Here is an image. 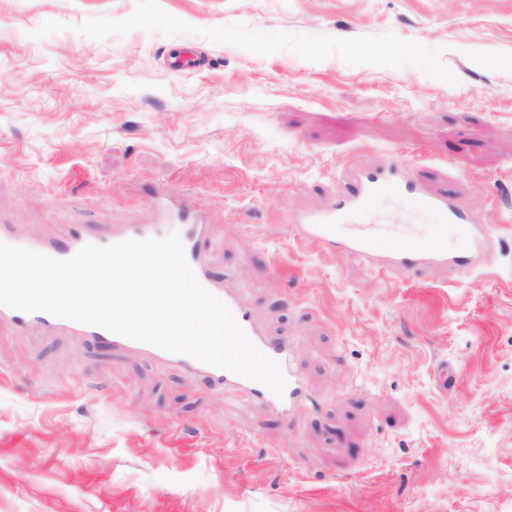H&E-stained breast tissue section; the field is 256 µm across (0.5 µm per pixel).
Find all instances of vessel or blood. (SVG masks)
Returning a JSON list of instances; mask_svg holds the SVG:
<instances>
[{"instance_id": "1", "label": "vessel or blood", "mask_w": 512, "mask_h": 512, "mask_svg": "<svg viewBox=\"0 0 512 512\" xmlns=\"http://www.w3.org/2000/svg\"><path fill=\"white\" fill-rule=\"evenodd\" d=\"M412 191L418 192L423 206L444 209L450 222H463L462 211L445 193L417 191L415 183L403 175L401 164L393 161L382 171L358 175L355 187L340 203L329 210L309 214L301 230L305 235L335 246L339 255L377 259L382 262L384 268L391 270L413 272L440 268L456 273L487 265L495 240L492 229L487 224L476 227L468 254L459 256L449 254L436 246L418 248L411 237L389 234L376 224L356 223V216L365 211L368 202L374 196ZM153 206L158 215L156 223L153 224H125L116 228H106L95 234L76 225L62 239L24 237L16 233L13 225L0 224V242L65 259L87 244L109 246L128 239L163 238L173 233L179 234L187 259L201 285L226 303L253 345L280 364L286 379L283 395H275L259 382L209 366L189 356L169 353L112 334L99 327L60 319L43 312L25 313L0 306V323L9 324L21 331L65 333L94 342L107 343L116 348L131 349L186 372L205 375L217 389L243 393L256 403L276 408L284 414L298 402L307 400L309 394L294 364L290 340H275L267 336L255 312L246 301L235 290L224 287L210 277L203 252L214 242L213 226L202 223L191 208L170 204L164 193L156 194Z\"/></svg>"}]
</instances>
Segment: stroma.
<instances>
[{"instance_id":"obj_1","label":"stroma","mask_w":512,"mask_h":512,"mask_svg":"<svg viewBox=\"0 0 512 512\" xmlns=\"http://www.w3.org/2000/svg\"><path fill=\"white\" fill-rule=\"evenodd\" d=\"M396 154L471 220L407 193L362 223L454 254L491 224L490 264L384 270L299 231ZM159 187L311 399L286 418L0 325V512H512V0H0V224H148Z\"/></svg>"}]
</instances>
